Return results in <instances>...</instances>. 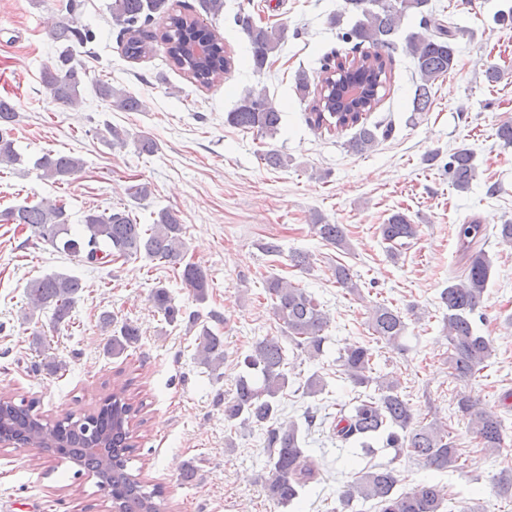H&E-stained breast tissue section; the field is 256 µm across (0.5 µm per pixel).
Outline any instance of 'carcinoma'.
I'll return each mask as SVG.
<instances>
[{
    "instance_id": "1",
    "label": "carcinoma",
    "mask_w": 512,
    "mask_h": 512,
    "mask_svg": "<svg viewBox=\"0 0 512 512\" xmlns=\"http://www.w3.org/2000/svg\"><path fill=\"white\" fill-rule=\"evenodd\" d=\"M428 0H345V9L358 16L356 24L345 33V39L355 42L359 55L336 62L332 69L348 77L356 72L371 80L370 96L349 112H342L336 104L337 80L324 78L313 101L308 122L320 129L339 131L358 124L363 113L372 111L380 102V90L390 83L387 64L382 54L395 45L394 36L401 20L408 14H419L426 20L424 9ZM112 19L122 26L127 35L125 54L139 58L147 53L148 45L142 38L141 27L159 18L165 20L160 38L167 45L172 66L188 74L202 87H210L231 69V57L224 43L207 27L182 14L174 13L170 0H112ZM242 33L250 43L253 70L263 73L271 57L280 48L284 31L256 24L250 15L237 18ZM437 34L423 37L412 33L406 40V52L412 57L417 76L412 111L430 109L432 88L436 80L448 75L455 67L453 40L461 34L457 26H436ZM50 38L63 46L56 63L43 71L42 83L51 102L70 108L80 104L79 87L82 69L74 62L72 47L93 40V32L79 25L72 17L56 23L49 31ZM208 46L203 58L195 57L191 47ZM98 96L110 107L122 112H142L143 101L109 83L97 86ZM18 121L15 106L0 99V165L23 164L22 155L15 147L13 131ZM227 122L241 129L255 130L266 136L278 133L281 112L266 89L249 91L228 112ZM374 130L361 126L348 141V148L364 153L376 143ZM84 167L82 159L48 152L37 158L33 168L46 180L65 181ZM448 177L452 186L466 190L476 177L473 153L465 148L449 156ZM6 220L28 227L37 239L53 248L74 256H83L89 263L101 259L130 260L145 256L162 260L181 269L180 276L192 289L195 300H207L209 280L206 272L195 262L185 260L186 244L183 224L177 214L163 209L150 225L141 224L130 210L113 209L109 212H88L82 231L71 233L69 217L62 200H41L13 207L4 213ZM311 229L322 241L337 248L347 245L344 228L340 224H313ZM379 232L390 245L404 247L418 236L419 225L402 212L391 214ZM487 229L477 221L459 225L460 250L465 260L464 278L448 283L440 293V303L448 315L444 332L448 340V369L456 379H469L487 367L493 346L491 340L476 333L471 316L481 307L491 276L492 265L484 250ZM336 284L348 292H359V285L350 268L338 263L333 270ZM83 284L80 278L64 273L36 277L26 285L27 311L23 322L28 323L44 310L51 311V322L58 326L70 321L71 312ZM265 292L271 301L272 314L281 332L294 349L309 358L322 354L328 317L316 298L288 281L270 276L265 280ZM154 305L163 312L168 322L177 321L180 309L172 301L168 290L156 287L151 294ZM372 335L380 341L396 346L405 334L407 324L401 312L385 305L372 309L367 322ZM139 329L125 321L113 329L107 352L119 357L137 344ZM197 357L216 378L222 377L224 366V336L207 325L197 336ZM343 374L356 388L374 387L363 394L350 414L339 413L332 428L336 441L343 446L370 447V441L383 436L386 447L396 455H407L421 461L427 468L446 471L457 465L460 458L458 444L452 432L442 423L422 424L417 421L409 402L401 396L394 381L381 380L373 375L372 352L355 342L347 346L338 358ZM243 364L246 373L236 380L234 396L224 402V421L230 425L254 424L267 428V447L271 448L268 474L265 478L267 497L278 507H287L300 497L303 490L318 480L320 462L302 447L301 433L295 423H280V401L288 388V358L278 337L257 341ZM137 409L123 393H114L103 399L94 415L85 419L48 420L35 412V401L0 396V435L31 442L57 454L60 459L74 463L83 470L95 471L98 483L109 488L112 508L116 512H162V490L151 489L128 472L134 445L131 422ZM457 412L468 420L469 430L482 450L498 453L504 443V419L496 412L482 407L479 400L461 392ZM398 471L389 465L364 469L340 493L339 503L346 510L353 502L373 501L379 512H442L446 493L436 483L425 482L402 493L395 491Z\"/></svg>"
}]
</instances>
